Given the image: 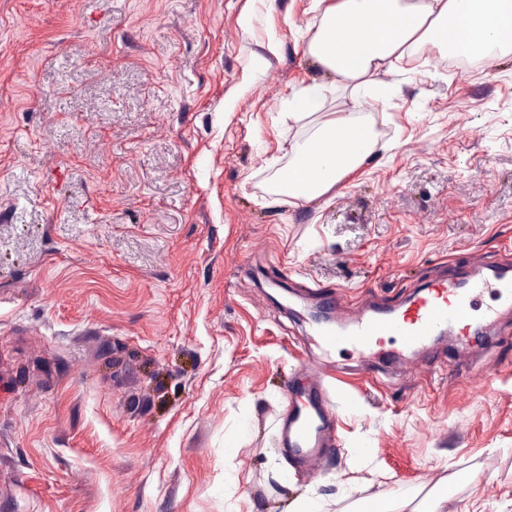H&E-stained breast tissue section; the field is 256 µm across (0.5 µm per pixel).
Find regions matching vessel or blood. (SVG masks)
<instances>
[{
  "label": "vessel or blood",
  "mask_w": 512,
  "mask_h": 512,
  "mask_svg": "<svg viewBox=\"0 0 512 512\" xmlns=\"http://www.w3.org/2000/svg\"><path fill=\"white\" fill-rule=\"evenodd\" d=\"M469 267L464 282L452 283L447 276H439L403 304L370 315H351L339 298H331L329 312L336 319V327L322 330V342L329 347L350 346L380 355L384 340L389 338L398 339L402 349L415 350L446 331L470 337L477 320L491 321L496 315L495 309L480 305L485 290H492L503 304L512 306V272L479 255L471 256ZM302 395L304 404L291 403L286 409L288 445L313 467L326 450L324 427L332 420L333 412L322 387H308Z\"/></svg>",
  "instance_id": "b4317fda"
}]
</instances>
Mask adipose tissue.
I'll list each match as a JSON object with an SVG mask.
<instances>
[{"instance_id":"1","label":"adipose tissue","mask_w":512,"mask_h":512,"mask_svg":"<svg viewBox=\"0 0 512 512\" xmlns=\"http://www.w3.org/2000/svg\"><path fill=\"white\" fill-rule=\"evenodd\" d=\"M320 19L307 54L349 95L305 141H292L288 171L274 187L289 204L331 192L377 150L361 115L387 99L402 60L429 47L451 58L494 60L512 53V0H313Z\"/></svg>"}]
</instances>
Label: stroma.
Instances as JSON below:
<instances>
[{
  "label": "stroma",
  "instance_id": "35a3bbf8",
  "mask_svg": "<svg viewBox=\"0 0 512 512\" xmlns=\"http://www.w3.org/2000/svg\"><path fill=\"white\" fill-rule=\"evenodd\" d=\"M311 0H0V512H354L381 493L512 512V308L378 363L324 353L322 294L378 308L512 255V54L428 49L365 112L380 141L321 199L272 188L346 94ZM315 114L284 119L304 86ZM332 360L334 442L282 443Z\"/></svg>",
  "mask_w": 512,
  "mask_h": 512
}]
</instances>
